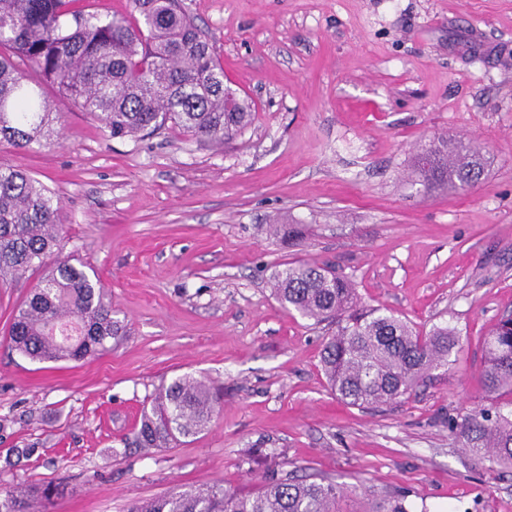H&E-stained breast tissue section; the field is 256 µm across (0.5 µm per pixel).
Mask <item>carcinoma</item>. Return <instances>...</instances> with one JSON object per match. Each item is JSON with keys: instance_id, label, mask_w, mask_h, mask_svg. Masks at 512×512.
Here are the masks:
<instances>
[{"instance_id": "obj_1", "label": "carcinoma", "mask_w": 512, "mask_h": 512, "mask_svg": "<svg viewBox=\"0 0 512 512\" xmlns=\"http://www.w3.org/2000/svg\"><path fill=\"white\" fill-rule=\"evenodd\" d=\"M73 0H0V146L17 149L59 136V112L38 103L39 84L17 62L56 84L62 100L89 113L112 138L137 137L171 123L195 140L222 146L252 122L248 99L224 85V66L206 34L181 12L178 0H132L133 14L103 17L73 10ZM484 172L479 151L448 140L421 159L417 183L468 187ZM61 201L24 171L0 164V282L38 275L9 330L11 347L39 362L80 361L126 335L97 274L59 255ZM285 307L336 330L320 352L331 390L351 406L396 401L432 372L445 368L460 334L435 325L422 334L393 313L359 306L354 285L336 270L285 262L271 281ZM484 397L449 419L473 455L512 468V318L484 341ZM220 396L205 380L184 375L161 387L143 407L134 442L168 448L204 431ZM346 489L324 478H272L247 490L213 484L134 500L127 512H341ZM50 488L21 494L0 490V512H43ZM370 512H409L396 492Z\"/></svg>"}]
</instances>
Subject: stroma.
I'll list each match as a JSON object with an SVG mask.
<instances>
[{
    "label": "stroma",
    "mask_w": 512,
    "mask_h": 512,
    "mask_svg": "<svg viewBox=\"0 0 512 512\" xmlns=\"http://www.w3.org/2000/svg\"><path fill=\"white\" fill-rule=\"evenodd\" d=\"M181 7L255 107L241 135L221 148L174 127L111 138L45 82L58 138L0 146V164L60 196L62 256L96 272L128 329L95 357L31 361L8 332L35 280L0 286V484L60 488L47 512H125L175 488L315 474L348 488L343 512L398 491L413 512H512V469L446 424L480 403L483 340L512 314V0ZM440 137L487 165L467 189L425 195L413 168ZM293 260L335 265L363 307L420 332L456 329L448 368L375 409L336 399L319 363L326 324L271 293ZM186 374L224 392L209 427L134 447L144 401Z\"/></svg>",
    "instance_id": "35a3bbf8"
}]
</instances>
